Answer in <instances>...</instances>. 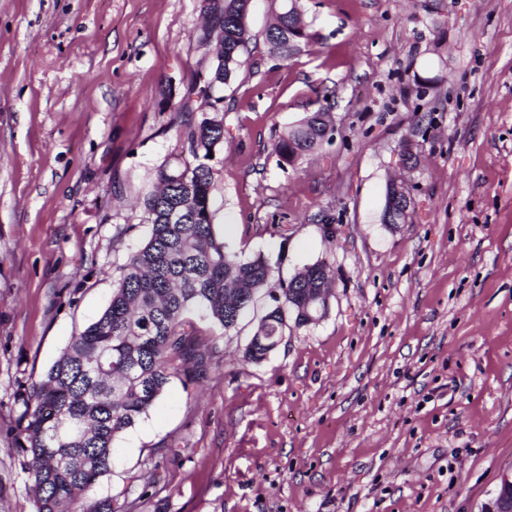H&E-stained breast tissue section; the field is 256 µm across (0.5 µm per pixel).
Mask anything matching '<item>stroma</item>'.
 <instances>
[{
  "label": "stroma",
  "instance_id": "1",
  "mask_svg": "<svg viewBox=\"0 0 512 512\" xmlns=\"http://www.w3.org/2000/svg\"><path fill=\"white\" fill-rule=\"evenodd\" d=\"M314 39L269 51L270 0L225 85L209 165L218 238L277 266L208 378L172 379L113 441L92 499L121 512H480L512 470V0H303ZM203 0H0V512H33L19 389L107 307L141 204L185 147L214 53ZM328 108L296 166L272 146ZM405 181L403 223L382 216ZM317 323L243 352L294 274Z\"/></svg>",
  "mask_w": 512,
  "mask_h": 512
}]
</instances>
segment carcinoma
<instances>
[{
    "mask_svg": "<svg viewBox=\"0 0 512 512\" xmlns=\"http://www.w3.org/2000/svg\"><path fill=\"white\" fill-rule=\"evenodd\" d=\"M250 0H212L219 27L218 66L212 80L226 85L251 39ZM265 38L288 60L313 35L301 24L300 0H276ZM326 109L308 113L273 145L279 162L295 164L307 142L329 138ZM190 158L159 170L157 190L143 199L150 233L131 255L111 300L94 322L74 334L41 381L17 393L15 449L26 458L34 512H120L110 498L85 495L111 468L114 438L134 425L174 377L208 376L217 343L203 345L190 315L206 314L228 332L272 276L263 255L243 258L216 235L211 210L213 171L205 162L224 143V130L204 118L188 124ZM320 263L304 267V283L289 281L260 319L254 335L265 344L284 336L288 319L309 324L301 308L308 288L323 286Z\"/></svg>",
    "mask_w": 512,
    "mask_h": 512,
    "instance_id": "1",
    "label": "carcinoma"
}]
</instances>
